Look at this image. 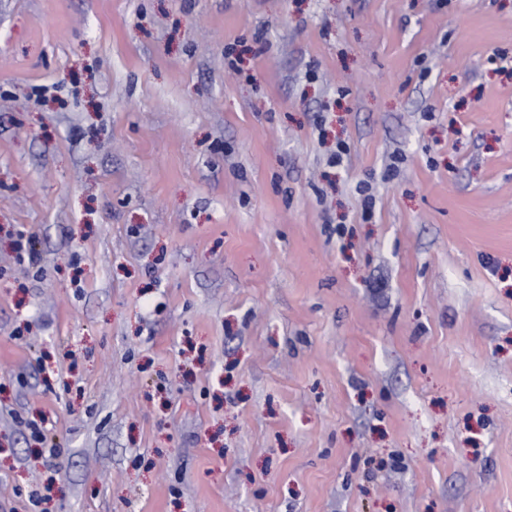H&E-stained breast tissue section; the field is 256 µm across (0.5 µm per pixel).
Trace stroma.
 Returning <instances> with one entry per match:
<instances>
[{
  "label": "stroma",
  "instance_id": "stroma-1",
  "mask_svg": "<svg viewBox=\"0 0 512 512\" xmlns=\"http://www.w3.org/2000/svg\"><path fill=\"white\" fill-rule=\"evenodd\" d=\"M0 512H512V0H0Z\"/></svg>",
  "mask_w": 512,
  "mask_h": 512
}]
</instances>
